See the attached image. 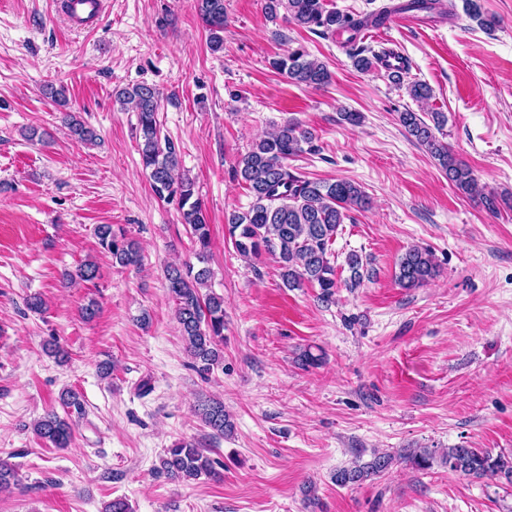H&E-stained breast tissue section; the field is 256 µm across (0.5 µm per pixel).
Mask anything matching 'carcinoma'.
I'll return each mask as SVG.
<instances>
[{"label":"carcinoma","instance_id":"obj_1","mask_svg":"<svg viewBox=\"0 0 512 512\" xmlns=\"http://www.w3.org/2000/svg\"><path fill=\"white\" fill-rule=\"evenodd\" d=\"M468 14L479 20L484 28L495 25V19L483 15L479 0H465ZM197 13L208 31L209 47L218 52L224 49V27L227 23L225 0H196ZM264 13L271 21L280 18L296 26L322 34L349 33L348 42L355 43L358 35L369 27L383 25L391 15L412 13L416 16L442 15L441 0H402L376 13L359 16L343 14L326 7L324 0H264ZM365 49H351L354 65L369 71L379 56L364 55ZM274 69L288 79L308 87H323L331 79L327 66L296 48L273 59ZM410 97L424 104L432 98L431 87L420 81L407 86ZM117 101L132 106L140 134L139 153L143 168L148 172L154 194L161 200L178 199L184 223L198 245V259L204 260L210 245V226L204 205L195 196L194 183L178 174L179 156L173 141L161 138L158 112L160 95L157 88L145 82L124 87L115 93ZM432 123H427L417 112L399 113V122L407 134L424 146L436 161L448 181L463 195L479 199L486 209L497 211V199L484 192L472 170L452 153L450 147L437 138L445 116L430 112ZM70 132L83 142L95 139L93 130L81 121L69 117ZM314 150L313 135L300 124L288 122L256 141L238 163L237 175L247 185L252 202L248 209L233 212L226 218L229 238L237 252L245 257L267 251L278 259L280 276L288 288L308 284L319 288L318 300L329 304L335 300L336 289L360 287L370 278V272L360 255L351 253L346 258L349 276L336 279V267L331 264L332 245L339 227L350 210H364L370 199L362 188L346 179L332 182L313 180L296 174L288 167V159L303 151V146ZM101 248L122 267L137 266L142 258L139 248L110 224L95 229ZM396 280L403 288H417L437 274V264L430 251L409 248L397 262ZM167 292L174 305L186 350L198 364V370L207 373L222 362L224 344V299L204 295L209 271L194 270L189 264L171 265L166 270ZM64 415L52 411L38 419L33 426L35 435L59 449L70 446L73 438L72 418L85 412L77 393L67 391L61 397ZM198 415L212 434L229 435L233 423L224 411V404L205 400L198 405ZM413 468L429 470L439 462L452 472L475 478L498 476L512 483V456L493 455L479 448L454 447L436 453L428 448L410 451L402 456ZM393 463L388 454H376L367 463H354L338 470L336 485L345 487L378 476ZM215 461L191 440H181L166 449L162 470L172 480L188 482L202 475L216 476ZM17 465L0 458V489L7 490L19 483Z\"/></svg>","mask_w":512,"mask_h":512}]
</instances>
